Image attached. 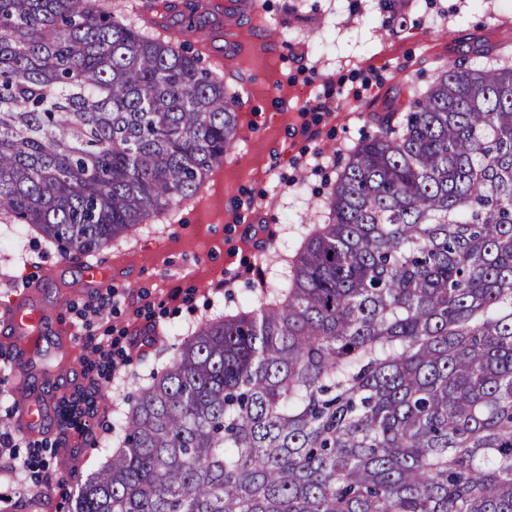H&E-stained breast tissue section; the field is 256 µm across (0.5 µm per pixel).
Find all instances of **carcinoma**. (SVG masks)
I'll return each instance as SVG.
<instances>
[{"label":"carcinoma","mask_w":512,"mask_h":512,"mask_svg":"<svg viewBox=\"0 0 512 512\" xmlns=\"http://www.w3.org/2000/svg\"><path fill=\"white\" fill-rule=\"evenodd\" d=\"M0 0V224L94 256L238 141L222 76L107 8ZM357 144L265 301L128 398L70 512H512V65ZM32 486L3 512H48Z\"/></svg>","instance_id":"cac0c4a2"}]
</instances>
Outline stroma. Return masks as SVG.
<instances>
[{"label":"stroma","instance_id":"35a3bbf8","mask_svg":"<svg viewBox=\"0 0 512 512\" xmlns=\"http://www.w3.org/2000/svg\"><path fill=\"white\" fill-rule=\"evenodd\" d=\"M115 11L153 34L175 32L198 48L236 55L224 72L229 91L246 98L234 152L197 196L136 233L113 241L92 261L111 268L122 295L107 320L90 311L96 288L85 282L90 259L62 256L23 224H0V310L23 291L44 311L43 344L57 347V326L75 334L67 361L49 354L28 363L26 384L49 399L50 418L36 436L12 425L0 447V499L15 496L11 464L48 471L40 486L50 512L105 459L110 426L128 393L164 367L203 321L280 288L311 225L322 223V196L349 151L376 117L405 101L410 77L427 88L453 61L467 66L512 61V0H111ZM152 348L130 349L142 329ZM109 337L116 371L111 401L94 434L59 419L62 396L84 382L93 338ZM78 456L71 474L58 458Z\"/></svg>","mask_w":512,"mask_h":512}]
</instances>
